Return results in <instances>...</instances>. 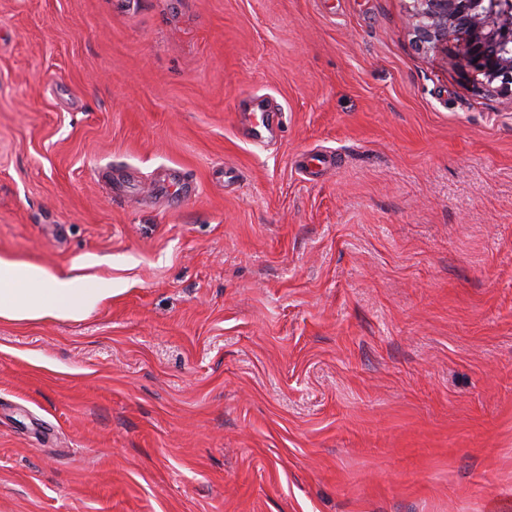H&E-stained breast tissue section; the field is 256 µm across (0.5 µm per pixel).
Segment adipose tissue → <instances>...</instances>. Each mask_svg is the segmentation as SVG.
Here are the masks:
<instances>
[{"label":"adipose tissue","mask_w":512,"mask_h":512,"mask_svg":"<svg viewBox=\"0 0 512 512\" xmlns=\"http://www.w3.org/2000/svg\"><path fill=\"white\" fill-rule=\"evenodd\" d=\"M113 295L111 281L79 287L76 278L0 258V318L12 321L85 319Z\"/></svg>","instance_id":"obj_1"}]
</instances>
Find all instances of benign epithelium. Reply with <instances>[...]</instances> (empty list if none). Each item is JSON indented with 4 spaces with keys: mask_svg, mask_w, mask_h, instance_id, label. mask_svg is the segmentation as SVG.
<instances>
[{
    "mask_svg": "<svg viewBox=\"0 0 512 512\" xmlns=\"http://www.w3.org/2000/svg\"><path fill=\"white\" fill-rule=\"evenodd\" d=\"M415 48L467 73L473 87L512 98V0H410Z\"/></svg>",
    "mask_w": 512,
    "mask_h": 512,
    "instance_id": "obj_1",
    "label": "benign epithelium"
}]
</instances>
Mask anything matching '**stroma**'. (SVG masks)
<instances>
[{
    "mask_svg": "<svg viewBox=\"0 0 512 512\" xmlns=\"http://www.w3.org/2000/svg\"><path fill=\"white\" fill-rule=\"evenodd\" d=\"M407 5L0 0V257L117 289L0 319V512H512V99Z\"/></svg>",
    "mask_w": 512,
    "mask_h": 512,
    "instance_id": "35a3bbf8",
    "label": "stroma"
}]
</instances>
